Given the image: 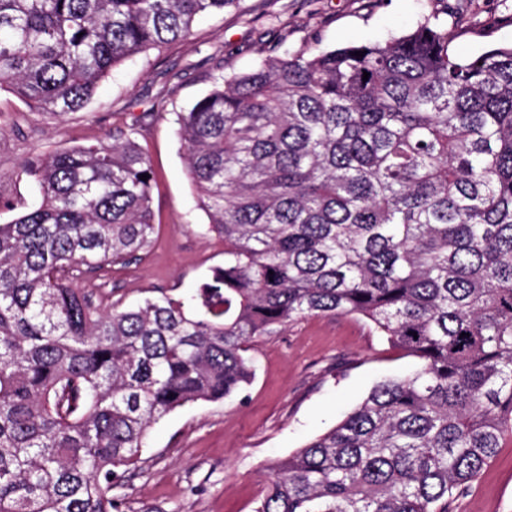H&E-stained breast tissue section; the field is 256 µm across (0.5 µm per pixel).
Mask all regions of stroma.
Wrapping results in <instances>:
<instances>
[{
	"instance_id": "stroma-1",
	"label": "stroma",
	"mask_w": 512,
	"mask_h": 512,
	"mask_svg": "<svg viewBox=\"0 0 512 512\" xmlns=\"http://www.w3.org/2000/svg\"><path fill=\"white\" fill-rule=\"evenodd\" d=\"M426 20L452 31L449 49L460 55L512 44V0H236L199 19L189 41L116 68L80 111L37 112L1 92L0 224L36 202L19 173L25 161L111 140L113 124H131L157 177L153 243L141 260L77 283L96 301L127 306L157 288L189 292L223 265L224 243L202 231L176 112L210 89L212 74L287 51L379 42ZM249 354L256 376L242 396L185 406L154 427L140 468L115 490L125 512H253L273 462L335 425L379 381L421 365L353 316L298 320L256 337ZM451 509L512 512V438Z\"/></svg>"
}]
</instances>
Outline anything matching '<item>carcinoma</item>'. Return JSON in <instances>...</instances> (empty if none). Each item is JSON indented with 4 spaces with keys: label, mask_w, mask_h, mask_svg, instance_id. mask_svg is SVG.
Here are the masks:
<instances>
[{
    "label": "carcinoma",
    "mask_w": 512,
    "mask_h": 512,
    "mask_svg": "<svg viewBox=\"0 0 512 512\" xmlns=\"http://www.w3.org/2000/svg\"><path fill=\"white\" fill-rule=\"evenodd\" d=\"M232 2L0 0V91L76 112ZM452 38L427 21L287 52L176 113L224 240L178 298L102 308L75 283L152 243L134 129L21 168L40 202L0 224V512H123L154 424L243 392L254 338L328 314L422 367L275 461L253 512H449L512 437V46L455 56Z\"/></svg>",
    "instance_id": "carcinoma-1"
}]
</instances>
